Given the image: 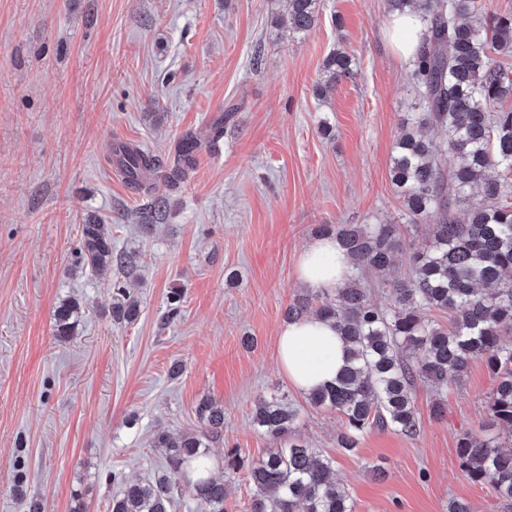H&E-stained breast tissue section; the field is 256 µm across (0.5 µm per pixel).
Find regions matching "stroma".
<instances>
[{
  "label": "stroma",
  "mask_w": 512,
  "mask_h": 512,
  "mask_svg": "<svg viewBox=\"0 0 512 512\" xmlns=\"http://www.w3.org/2000/svg\"><path fill=\"white\" fill-rule=\"evenodd\" d=\"M287 5L0 0V512L32 498L43 512H108L126 482L160 471L155 432L195 430L205 397L224 407L214 460L228 448L259 459L271 443L252 411L270 394L300 405V435L333 458L355 512H448L453 499L507 512L457 455L460 436L486 423L484 360L445 390L444 416L417 384L416 436L373 431L353 453L336 443L343 416L306 405L278 369V328L304 292L302 248L319 224L400 223L391 157L421 110L386 0H319L315 27L294 36L272 24ZM340 45L357 73L318 96ZM188 132L201 151L179 189L114 178L115 144L167 159ZM157 199L163 219L143 232ZM91 220L111 225L133 271L82 265ZM117 281L140 304L129 324L112 318ZM67 299L83 317L62 341L53 314Z\"/></svg>",
  "instance_id": "35a3bbf8"
}]
</instances>
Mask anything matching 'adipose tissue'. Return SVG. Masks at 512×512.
Returning <instances> with one entry per match:
<instances>
[{"label": "adipose tissue", "mask_w": 512, "mask_h": 512, "mask_svg": "<svg viewBox=\"0 0 512 512\" xmlns=\"http://www.w3.org/2000/svg\"><path fill=\"white\" fill-rule=\"evenodd\" d=\"M390 38L398 55L414 64L424 26L413 13L392 14L388 22ZM352 272L347 255L335 238L310 241L299 256L297 277L315 291L341 286ZM346 347L334 324L311 316L282 324L278 336V366L289 384L300 394L332 383L346 363Z\"/></svg>", "instance_id": "obj_1"}]
</instances>
